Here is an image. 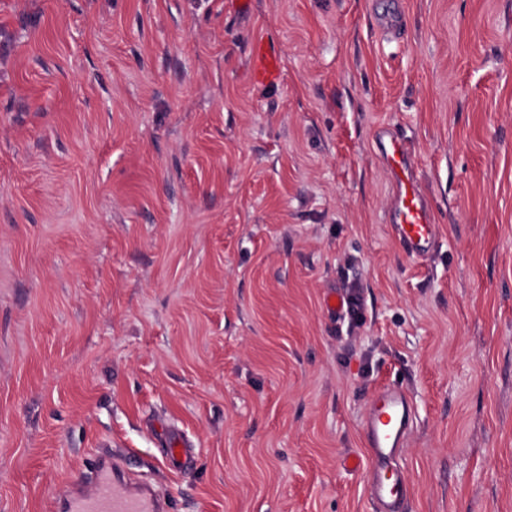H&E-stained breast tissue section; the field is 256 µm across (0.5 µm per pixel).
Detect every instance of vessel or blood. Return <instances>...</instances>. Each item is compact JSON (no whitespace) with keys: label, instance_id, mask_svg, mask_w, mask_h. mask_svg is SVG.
Returning <instances> with one entry per match:
<instances>
[{"label":"vessel or blood","instance_id":"obj_1","mask_svg":"<svg viewBox=\"0 0 512 512\" xmlns=\"http://www.w3.org/2000/svg\"><path fill=\"white\" fill-rule=\"evenodd\" d=\"M255 82L282 79L284 61L278 48L265 39L251 46ZM392 186L387 221L403 250L411 257L426 259L438 239L434 209L415 176V159L410 143L387 127L379 128L376 142ZM324 312L332 319L342 317L347 297L329 289L323 296ZM413 404L405 388L387 386L374 392L362 421L365 456H349L344 465L364 472L365 491L376 512H403L410 482L397 460L408 444ZM61 512H170V500L146 479L131 477L123 461L112 455L97 457L59 499Z\"/></svg>","mask_w":512,"mask_h":512}]
</instances>
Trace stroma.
<instances>
[{"mask_svg":"<svg viewBox=\"0 0 512 512\" xmlns=\"http://www.w3.org/2000/svg\"><path fill=\"white\" fill-rule=\"evenodd\" d=\"M382 124L434 205L423 260ZM388 384L408 512H512V0H0V512L128 449L172 512H373L342 461ZM250 51L255 82L263 84L282 79L285 64L278 48L259 38L253 42ZM376 147L393 186L387 223L392 224L399 244L409 256L426 259L434 251L438 225L434 209L416 179L412 147L388 127L378 129ZM322 306L327 316L338 320L347 312V297L340 290L331 288L324 294Z\"/></svg>","mask_w":512,"mask_h":512,"instance_id":"35a3bbf8","label":"stroma"}]
</instances>
